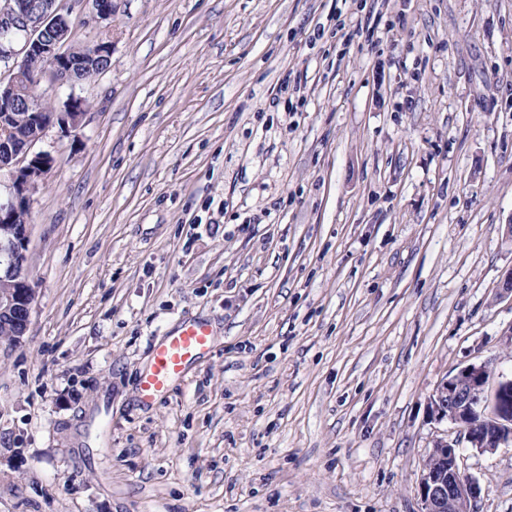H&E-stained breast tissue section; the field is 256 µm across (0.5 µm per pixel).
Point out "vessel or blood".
I'll return each mask as SVG.
<instances>
[{
	"label": "vessel or blood",
	"instance_id": "vessel-or-blood-1",
	"mask_svg": "<svg viewBox=\"0 0 512 512\" xmlns=\"http://www.w3.org/2000/svg\"><path fill=\"white\" fill-rule=\"evenodd\" d=\"M213 350L210 325L189 318L160 342L154 344L148 362L139 372L138 399L141 404H154L182 382L189 368Z\"/></svg>",
	"mask_w": 512,
	"mask_h": 512
}]
</instances>
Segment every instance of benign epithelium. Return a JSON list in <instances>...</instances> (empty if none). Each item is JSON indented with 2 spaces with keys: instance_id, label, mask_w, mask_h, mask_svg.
Here are the masks:
<instances>
[{
  "instance_id": "obj_1",
  "label": "benign epithelium",
  "mask_w": 512,
  "mask_h": 512,
  "mask_svg": "<svg viewBox=\"0 0 512 512\" xmlns=\"http://www.w3.org/2000/svg\"><path fill=\"white\" fill-rule=\"evenodd\" d=\"M87 2L94 22L112 18V0ZM69 14L63 0H0V318L13 321L18 342L29 329L36 289L27 266L29 224H13L11 218L21 209H31L33 196L53 166L52 155L35 146L55 125L80 129L86 112L82 101L71 96L63 110L36 117V134L16 145L11 137V107L23 71L47 75L57 88L73 87L76 72L103 68L112 56V41L105 39L71 56L65 50ZM430 408L436 421H448L459 435L450 440L444 433L433 443L431 454L447 461V474L422 471L418 485L422 512H474L481 488L462 473L458 448L465 442L485 453L512 442V377L493 375L486 362L467 365L438 383ZM485 408L494 434L462 428L474 410Z\"/></svg>"
}]
</instances>
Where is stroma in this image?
Listing matches in <instances>:
<instances>
[{
    "label": "stroma",
    "mask_w": 512,
    "mask_h": 512,
    "mask_svg": "<svg viewBox=\"0 0 512 512\" xmlns=\"http://www.w3.org/2000/svg\"><path fill=\"white\" fill-rule=\"evenodd\" d=\"M86 15L71 42L111 37L109 68L37 88L87 115L40 144L0 512H421L438 383L512 376V0ZM191 317L211 355L141 405L152 342ZM459 452L476 512H512V445Z\"/></svg>",
    "instance_id": "obj_1"
}]
</instances>
